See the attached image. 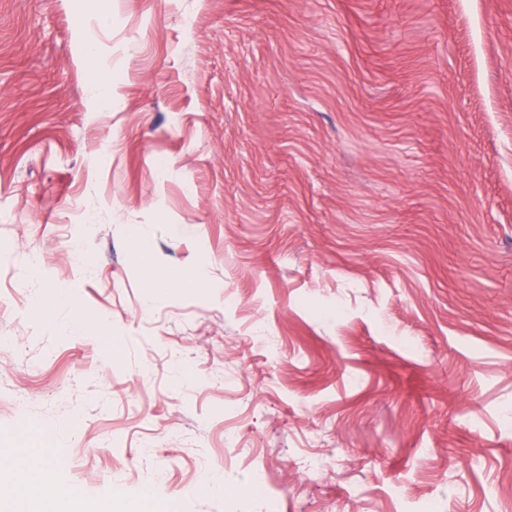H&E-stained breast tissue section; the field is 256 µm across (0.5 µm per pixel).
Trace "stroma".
Returning a JSON list of instances; mask_svg holds the SVG:
<instances>
[{"instance_id": "1", "label": "stroma", "mask_w": 512, "mask_h": 512, "mask_svg": "<svg viewBox=\"0 0 512 512\" xmlns=\"http://www.w3.org/2000/svg\"><path fill=\"white\" fill-rule=\"evenodd\" d=\"M146 253L206 287L143 311ZM34 429L112 512H266L259 469L278 512H507L512 0H0V448Z\"/></svg>"}]
</instances>
